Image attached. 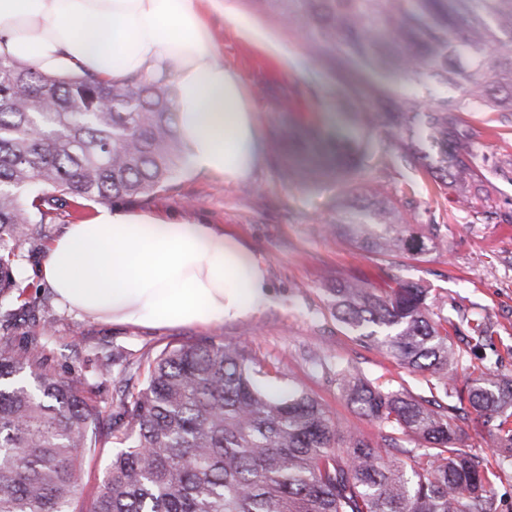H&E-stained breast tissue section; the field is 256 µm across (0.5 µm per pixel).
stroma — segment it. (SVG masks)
Listing matches in <instances>:
<instances>
[{"instance_id": "obj_1", "label": "stroma", "mask_w": 512, "mask_h": 512, "mask_svg": "<svg viewBox=\"0 0 512 512\" xmlns=\"http://www.w3.org/2000/svg\"><path fill=\"white\" fill-rule=\"evenodd\" d=\"M203 11L219 59L238 72L250 94L263 159L239 181L182 168L171 189L114 206L125 213L224 226L264 262L271 303L208 328L118 325L79 316L57 301L39 275L48 245L73 221L64 211L46 215L41 236L23 248L24 305L16 311L11 334L17 343L43 345L56 372L73 370L89 383L86 396L99 413L101 438L85 451L75 512H86L120 448L112 432L129 424L123 401L145 379L140 363L187 340L244 348L271 383L306 391L341 423L379 440V424L359 415L330 380L328 368L350 364L380 385L423 397L430 394V377L401 367L364 343L359 330L337 320L334 288L346 280L384 290L392 287L396 273L427 285L445 307L448 333L459 350L457 386L493 361L512 374V112L464 115L457 134L470 153L473 183H434L401 163L385 164L381 144L377 160L339 175L327 168L323 154L307 152L308 138L374 139L371 125L350 117L362 99L301 42L243 0H223L216 7L205 0ZM284 168L293 170L294 178H282ZM404 197L413 201L404 210L409 224L440 227L428 254L397 258L392 270L337 236V206ZM478 323L486 327L487 341L474 335ZM104 363L112 366L105 378L99 375Z\"/></svg>"}]
</instances>
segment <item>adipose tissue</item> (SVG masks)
<instances>
[{
    "mask_svg": "<svg viewBox=\"0 0 512 512\" xmlns=\"http://www.w3.org/2000/svg\"><path fill=\"white\" fill-rule=\"evenodd\" d=\"M0 57L111 82L173 74L191 169L244 180L262 160L243 82L219 60L199 0H0ZM41 275L69 309L118 324L208 327L271 301L262 260L223 227L106 206L68 225Z\"/></svg>",
    "mask_w": 512,
    "mask_h": 512,
    "instance_id": "1",
    "label": "adipose tissue"
}]
</instances>
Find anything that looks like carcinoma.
I'll return each instance as SVG.
<instances>
[{"label":"carcinoma","mask_w":512,"mask_h":512,"mask_svg":"<svg viewBox=\"0 0 512 512\" xmlns=\"http://www.w3.org/2000/svg\"><path fill=\"white\" fill-rule=\"evenodd\" d=\"M374 108L401 162L442 181L474 178L450 140L459 112H512V0H247ZM394 71V97L366 75ZM452 86L453 100L439 93ZM167 77L109 84L91 74L52 76L0 58V328L24 294L22 245L35 217L91 203L143 199L170 188L184 163ZM368 146L336 144V169L356 170ZM336 227L377 255L422 254L433 238L399 223L383 201L343 212ZM386 290L346 282L336 319L372 327L367 343L399 365L436 377L431 396L386 389L357 368L331 378L359 414L385 425L382 445L339 431L308 393L277 395L243 350L200 339L163 349L128 394L133 426L103 473L91 512H498L489 472L454 423L468 403L501 462H512V375L491 369L448 390L459 355L430 289L394 278ZM96 413L78 376L47 369L44 351L0 333V512H73ZM424 442L421 466L400 442Z\"/></svg>","instance_id":"obj_1"}]
</instances>
